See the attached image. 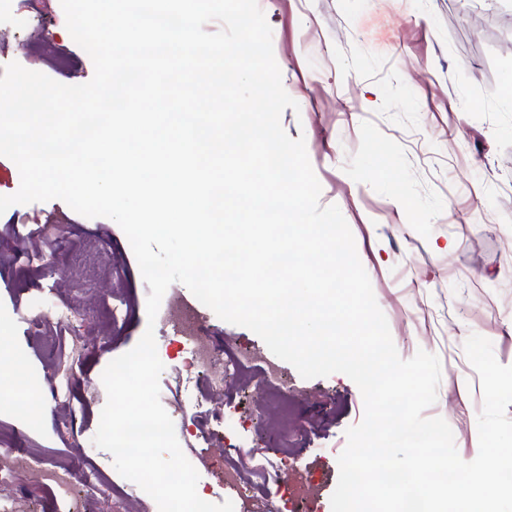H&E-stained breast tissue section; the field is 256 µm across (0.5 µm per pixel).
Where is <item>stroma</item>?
<instances>
[{
	"label": "stroma",
	"mask_w": 512,
	"mask_h": 512,
	"mask_svg": "<svg viewBox=\"0 0 512 512\" xmlns=\"http://www.w3.org/2000/svg\"><path fill=\"white\" fill-rule=\"evenodd\" d=\"M272 28L276 62L296 101L281 115L291 138H304L321 185V205L337 206L385 314L401 358L423 350L439 357L437 400L425 417L443 418L463 461L479 450L483 408L478 374L465 342L489 339L501 364L512 365V0H258ZM18 62L69 85L91 80L89 55L72 39L60 0H0V69ZM65 226L61 247L41 248L42 275L15 265L12 254L37 226ZM125 285L132 309L117 325L81 319L44 338L33 326L42 294L58 304L81 302L92 312L111 303V287ZM150 292L130 243L106 217L87 218L54 199L11 206L0 215V454L44 455L75 472L101 471L106 485L83 505L45 481L15 485L0 468V497L16 512H158L145 492L123 500L129 487L110 453L83 458L74 432L62 429L64 403L46 395L47 379L72 376L69 401L98 425L107 401L86 384L134 348L147 328ZM214 345L247 349L251 374L240 379L224 407L245 427L214 434L198 491L213 503L237 500L247 484L224 489V448L233 445L243 472L278 455L281 422L254 387L273 358L250 330L210 315ZM97 332L92 351L75 337ZM281 371L302 397L293 419L301 432L283 461L286 481L313 492L322 512L339 478L346 431L364 416L357 385L335 373L302 378L289 363ZM41 402L17 413L16 394ZM68 401V402H69Z\"/></svg>",
	"instance_id": "stroma-1"
}]
</instances>
